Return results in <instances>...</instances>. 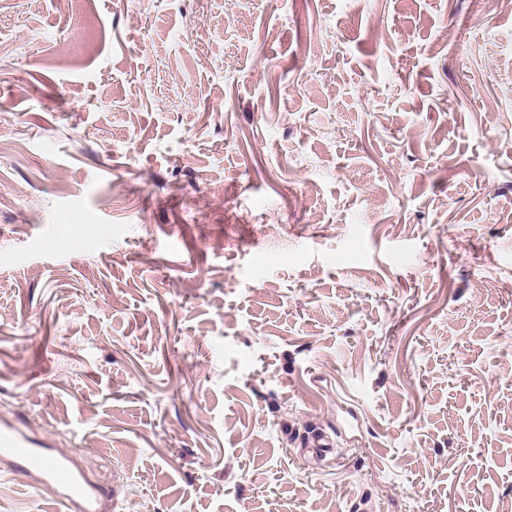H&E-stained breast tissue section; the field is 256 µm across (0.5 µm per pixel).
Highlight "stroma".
Segmentation results:
<instances>
[{"instance_id":"1","label":"stroma","mask_w":512,"mask_h":512,"mask_svg":"<svg viewBox=\"0 0 512 512\" xmlns=\"http://www.w3.org/2000/svg\"><path fill=\"white\" fill-rule=\"evenodd\" d=\"M0 420L107 512H512V0H0Z\"/></svg>"}]
</instances>
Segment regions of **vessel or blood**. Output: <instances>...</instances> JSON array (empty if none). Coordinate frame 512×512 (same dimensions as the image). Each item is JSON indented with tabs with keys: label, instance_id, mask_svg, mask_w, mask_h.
Listing matches in <instances>:
<instances>
[{
	"label": "vessel or blood",
	"instance_id": "1",
	"mask_svg": "<svg viewBox=\"0 0 512 512\" xmlns=\"http://www.w3.org/2000/svg\"><path fill=\"white\" fill-rule=\"evenodd\" d=\"M0 467L52 488L68 512H97V493L70 459L30 447L26 437L8 424L0 426Z\"/></svg>",
	"mask_w": 512,
	"mask_h": 512
}]
</instances>
